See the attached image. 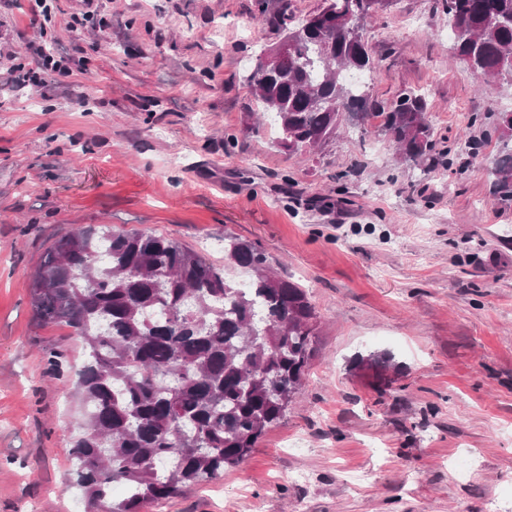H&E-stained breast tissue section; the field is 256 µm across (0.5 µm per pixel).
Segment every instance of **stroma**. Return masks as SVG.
Listing matches in <instances>:
<instances>
[{
	"label": "stroma",
	"instance_id": "1",
	"mask_svg": "<svg viewBox=\"0 0 512 512\" xmlns=\"http://www.w3.org/2000/svg\"><path fill=\"white\" fill-rule=\"evenodd\" d=\"M0 0V512H88L73 487L85 361L40 322L28 283L54 240L92 224L173 238L224 262L252 242L309 293L319 336L284 419L223 478L159 512H512V201L495 198L497 113L441 0H394L363 37L373 115L288 154L247 77L321 0ZM68 76L35 84L37 47ZM422 94L431 174L398 158L380 111ZM479 143L472 155L470 143ZM392 358L386 390L361 357Z\"/></svg>",
	"mask_w": 512,
	"mask_h": 512
}]
</instances>
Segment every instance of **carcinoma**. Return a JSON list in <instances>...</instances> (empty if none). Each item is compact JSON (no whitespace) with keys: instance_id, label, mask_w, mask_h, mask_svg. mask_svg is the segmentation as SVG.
Returning a JSON list of instances; mask_svg holds the SVG:
<instances>
[{"instance_id":"carcinoma-1","label":"carcinoma","mask_w":512,"mask_h":512,"mask_svg":"<svg viewBox=\"0 0 512 512\" xmlns=\"http://www.w3.org/2000/svg\"><path fill=\"white\" fill-rule=\"evenodd\" d=\"M322 24L288 31V54L255 92L278 146L302 154L336 134L339 116L368 104L372 62L347 29L363 0H331ZM457 56L490 82L512 70V0H442ZM399 158L425 164L433 145L422 95L409 91L384 113ZM502 147L493 192L512 199V122L496 123ZM237 284L188 246L152 233L89 225L57 238L29 283L37 318L80 337L85 405L74 442L76 483L92 512H143L182 489L224 475L298 392L318 336L303 287L271 269L249 241L225 237ZM360 365L391 383L388 357ZM124 497L112 501V487Z\"/></svg>"}]
</instances>
